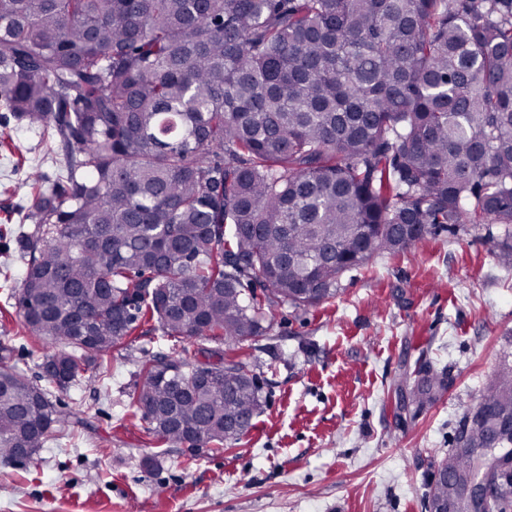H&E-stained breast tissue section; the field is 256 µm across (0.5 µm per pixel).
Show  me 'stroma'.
<instances>
[{"label": "stroma", "mask_w": 512, "mask_h": 512, "mask_svg": "<svg viewBox=\"0 0 512 512\" xmlns=\"http://www.w3.org/2000/svg\"><path fill=\"white\" fill-rule=\"evenodd\" d=\"M0 364L38 379L49 345L4 307L24 265L11 234L34 179L60 157L16 121L0 123ZM501 224L442 232L345 273L334 297L282 306L247 343L261 406L229 449L154 441L126 405L141 361L170 354L159 333L113 350L110 378L50 389L70 422L26 464L0 463V512H431L430 486L456 452L464 416L512 371V261ZM446 375L433 402L426 369Z\"/></svg>", "instance_id": "obj_1"}]
</instances>
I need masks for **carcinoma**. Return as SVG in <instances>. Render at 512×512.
I'll use <instances>...</instances> for the list:
<instances>
[{
  "label": "carcinoma",
  "mask_w": 512,
  "mask_h": 512,
  "mask_svg": "<svg viewBox=\"0 0 512 512\" xmlns=\"http://www.w3.org/2000/svg\"><path fill=\"white\" fill-rule=\"evenodd\" d=\"M0 110L66 170L36 187L7 294L60 347L41 378L65 390L160 331L176 347L142 362L131 406L164 444L248 430L241 350L277 307L459 224H512V0H0ZM481 405L512 410V375ZM64 423L0 366L1 460ZM480 458L457 453L460 480Z\"/></svg>",
  "instance_id": "carcinoma-1"
}]
</instances>
